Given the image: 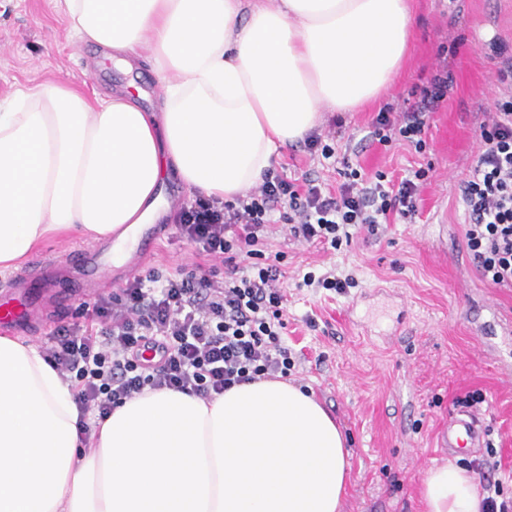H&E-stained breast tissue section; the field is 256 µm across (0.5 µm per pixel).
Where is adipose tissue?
<instances>
[{
  "instance_id": "adipose-tissue-1",
  "label": "adipose tissue",
  "mask_w": 512,
  "mask_h": 512,
  "mask_svg": "<svg viewBox=\"0 0 512 512\" xmlns=\"http://www.w3.org/2000/svg\"><path fill=\"white\" fill-rule=\"evenodd\" d=\"M70 31L114 66L150 62L159 111L97 103L56 79L0 102V270L71 234L122 264L169 210L166 178L232 202L323 110L393 83L409 0H64ZM69 382L0 336V512H339L349 450L332 416L283 380L210 400L144 390L81 442ZM424 512H482L466 470L429 469Z\"/></svg>"
}]
</instances>
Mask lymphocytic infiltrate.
<instances>
[{"label":"lymphocytic infiltrate","instance_id":"lymphocytic-infiltrate-1","mask_svg":"<svg viewBox=\"0 0 512 512\" xmlns=\"http://www.w3.org/2000/svg\"><path fill=\"white\" fill-rule=\"evenodd\" d=\"M496 57L504 92L491 123L481 127L478 159L459 199L468 215L466 245L482 278L512 287V53ZM452 82L448 70L438 71L400 121L380 111L375 139L384 144L397 136L423 147L427 118ZM426 176L418 170L387 188L363 185L353 170L332 193L311 178L298 185L268 175L237 202L198 196L183 204L173 217L181 236L221 260L223 270L148 271L118 292L81 302L88 321L58 327L48 338L44 357L71 384L81 436L147 388L210 399L237 384L288 378L295 361L282 340L284 254L263 250L272 217L296 241L336 248L351 228L372 234L391 213H415L417 183Z\"/></svg>","mask_w":512,"mask_h":512}]
</instances>
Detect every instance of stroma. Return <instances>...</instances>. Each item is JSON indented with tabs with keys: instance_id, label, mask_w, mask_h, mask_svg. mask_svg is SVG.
Segmentation results:
<instances>
[{
	"instance_id": "35a3bbf8",
	"label": "stroma",
	"mask_w": 512,
	"mask_h": 512,
	"mask_svg": "<svg viewBox=\"0 0 512 512\" xmlns=\"http://www.w3.org/2000/svg\"><path fill=\"white\" fill-rule=\"evenodd\" d=\"M413 42L404 69L372 105L325 112L318 135L334 154L323 158L297 143L281 151L274 171L289 180L306 174L339 187L348 169L375 182H399L424 169L415 215H391L380 235L353 233L351 243L323 250L300 244L274 227L269 247L284 252L288 327L295 357L291 382L310 388L341 426L350 451V480L341 512H423L419 490L428 470L469 457L441 448L439 434L457 399L482 395L477 407L493 442L496 477L512 492V288L486 285L463 235L466 215L458 186L476 163L479 127L501 94L492 44L512 47V0H411ZM98 48L69 30L63 0H0V101L17 91L65 78L93 99L135 82L151 103L162 96L145 60L132 72L98 67ZM448 68L454 84L444 107L431 113L424 149L371 136L380 110L404 111L415 87ZM150 255L139 272L172 275L184 267L210 270L212 257L180 239L174 223L156 224ZM78 239L31 253L54 263L52 288L68 291L47 308L35 331L20 335L37 347L60 324L78 319L72 295L81 270L69 262ZM335 272L356 285L337 294L305 285L306 273Z\"/></svg>"
}]
</instances>
